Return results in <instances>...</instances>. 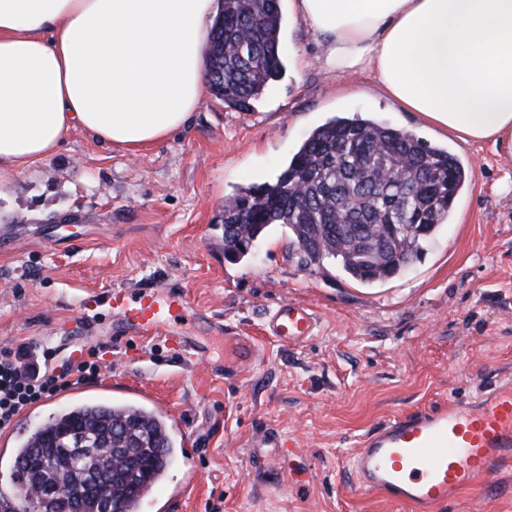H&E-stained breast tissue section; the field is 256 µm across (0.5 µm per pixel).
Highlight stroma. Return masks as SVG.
Here are the masks:
<instances>
[{
    "label": "stroma",
    "mask_w": 512,
    "mask_h": 512,
    "mask_svg": "<svg viewBox=\"0 0 512 512\" xmlns=\"http://www.w3.org/2000/svg\"><path fill=\"white\" fill-rule=\"evenodd\" d=\"M291 48L304 55L299 75L271 83L250 111L204 95L186 128L135 156L76 129L53 157L0 179V349L49 340L64 356L96 349L100 366L0 431V512L17 502L20 438L81 401L139 402L171 424L173 459L142 512H412L356 490L348 461L360 438L512 373V158L426 124L366 75L322 71L314 37L287 17L279 51ZM355 115L448 146L470 171L421 258L361 286L333 261L302 264L278 226L227 256L226 198L274 183L314 128ZM111 287L182 294L171 324L206 358L161 337L118 338L116 317L84 307ZM286 301L315 317L302 343L261 333ZM230 331L259 350L237 377ZM441 512H512V475Z\"/></svg>",
    "instance_id": "stroma-1"
}]
</instances>
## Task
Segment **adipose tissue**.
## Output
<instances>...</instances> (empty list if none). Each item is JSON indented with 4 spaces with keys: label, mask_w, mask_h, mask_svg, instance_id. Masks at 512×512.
<instances>
[{
    "label": "adipose tissue",
    "mask_w": 512,
    "mask_h": 512,
    "mask_svg": "<svg viewBox=\"0 0 512 512\" xmlns=\"http://www.w3.org/2000/svg\"><path fill=\"white\" fill-rule=\"evenodd\" d=\"M214 0H0V175L69 132L136 155L205 92ZM323 68L358 70L463 143L512 156V0H290Z\"/></svg>",
    "instance_id": "obj_1"
}]
</instances>
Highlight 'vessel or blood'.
<instances>
[{"instance_id":"b4317fda","label":"vessel or blood","mask_w":512,"mask_h":512,"mask_svg":"<svg viewBox=\"0 0 512 512\" xmlns=\"http://www.w3.org/2000/svg\"><path fill=\"white\" fill-rule=\"evenodd\" d=\"M103 303L128 332L165 334L184 353L200 348L191 337L165 329L182 296L113 288L86 300L90 307ZM314 326L313 315L294 304L277 306L266 321L268 334L281 342L305 341ZM235 349L234 370L241 373L257 348L250 337L239 336ZM349 463L359 492L412 505L416 512H437L460 491L512 469V376L470 401L394 416L362 437Z\"/></svg>"}]
</instances>
